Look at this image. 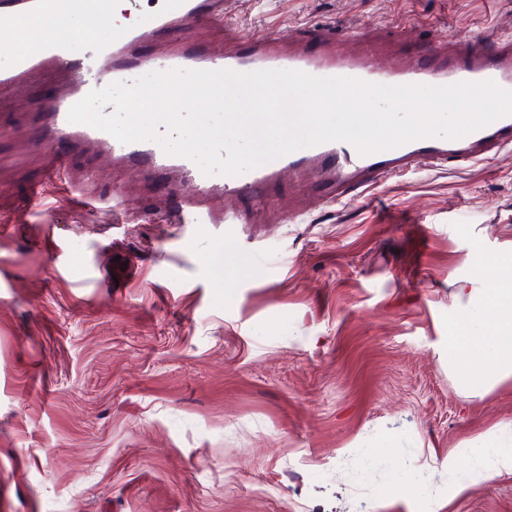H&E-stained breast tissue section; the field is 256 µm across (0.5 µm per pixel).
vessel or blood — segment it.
<instances>
[{
    "mask_svg": "<svg viewBox=\"0 0 512 512\" xmlns=\"http://www.w3.org/2000/svg\"><path fill=\"white\" fill-rule=\"evenodd\" d=\"M206 4L207 0H159L156 9L145 11L140 0H123V10L134 15V23L113 26L111 38L93 42L81 57H72L61 39L40 40L35 51L17 56L13 68L0 73V86L16 82L47 62L78 78L76 90L43 102V122L35 147L48 150L57 142L93 143L113 159L145 175L165 172L177 182L192 184L196 196L166 212L175 224L240 223L236 213L213 214L206 208V200L216 194L265 199L267 189L285 173L310 181L323 202L341 203L347 200L351 189L374 188L392 176L423 165L451 159L478 162L512 147V115H508L457 140L423 138L367 155L360 154L350 142L332 141L298 149L242 174L220 179L203 174L190 159L166 154L155 142L122 143L105 131L69 121L70 108L90 91L114 82H128L131 73L145 61L140 52L142 45L151 40L157 43L154 61L162 71L292 69L318 77H350L387 85L492 80L512 90V39L480 35L464 42L430 45L424 50V59L404 68L371 65V57L382 47L376 34H361L357 51L343 54L336 50V32L328 29L313 33L321 46L317 52L306 51L297 44L284 48L260 35L247 41L228 37L225 53L216 55L200 51L190 38L194 27L211 18ZM56 9V0H0V38L12 36L16 27L35 26Z\"/></svg>",
    "mask_w": 512,
    "mask_h": 512,
    "instance_id": "b4317fda",
    "label": "vessel or blood"
}]
</instances>
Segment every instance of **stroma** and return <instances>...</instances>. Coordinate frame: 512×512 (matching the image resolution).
<instances>
[{"label": "stroma", "mask_w": 512, "mask_h": 512, "mask_svg": "<svg viewBox=\"0 0 512 512\" xmlns=\"http://www.w3.org/2000/svg\"><path fill=\"white\" fill-rule=\"evenodd\" d=\"M317 26L419 47L512 39V0H225L191 32L280 41ZM72 56L111 26L71 18ZM57 90L0 88V512H512V473L462 488L449 454L512 426V380L461 392L456 281L512 248V149L423 167L324 206L283 179L246 224H166L192 195L95 147L65 186H31L28 143ZM129 202L111 207L113 190ZM304 213L284 224L288 211Z\"/></svg>", "instance_id": "obj_1"}]
</instances>
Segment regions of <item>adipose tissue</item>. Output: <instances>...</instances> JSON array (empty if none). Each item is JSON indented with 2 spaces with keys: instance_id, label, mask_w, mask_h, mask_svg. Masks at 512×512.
I'll list each match as a JSON object with an SVG mask.
<instances>
[{
  "instance_id": "ef3b65f1",
  "label": "adipose tissue",
  "mask_w": 512,
  "mask_h": 512,
  "mask_svg": "<svg viewBox=\"0 0 512 512\" xmlns=\"http://www.w3.org/2000/svg\"><path fill=\"white\" fill-rule=\"evenodd\" d=\"M474 276L458 284L460 312L448 326V353L461 390L487 388L512 379V279L498 269L512 267V250L491 258L472 255ZM448 470L465 486L512 472V430L494 428L476 444L449 456Z\"/></svg>"
}]
</instances>
